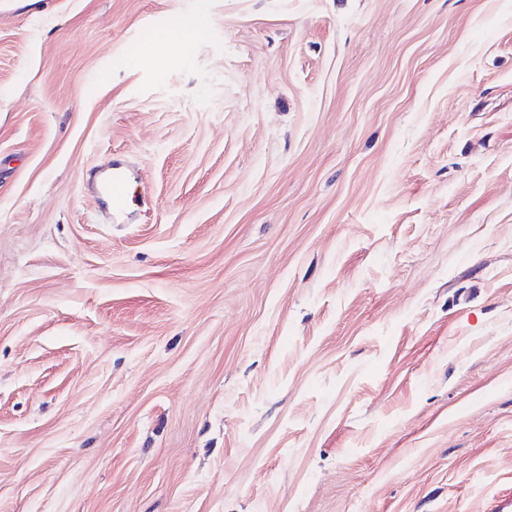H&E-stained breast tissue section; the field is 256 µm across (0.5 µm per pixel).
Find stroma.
Returning a JSON list of instances; mask_svg holds the SVG:
<instances>
[{
    "label": "stroma",
    "mask_w": 512,
    "mask_h": 512,
    "mask_svg": "<svg viewBox=\"0 0 512 512\" xmlns=\"http://www.w3.org/2000/svg\"><path fill=\"white\" fill-rule=\"evenodd\" d=\"M508 496L512 0H0V512ZM198 34V29L188 24H177V27L165 34L150 35L144 45L145 51H162L168 48H175L186 52L192 45ZM106 190L112 195L113 208L120 209L128 203L129 188L121 173L112 171V177L106 183Z\"/></svg>",
    "instance_id": "obj_1"
}]
</instances>
